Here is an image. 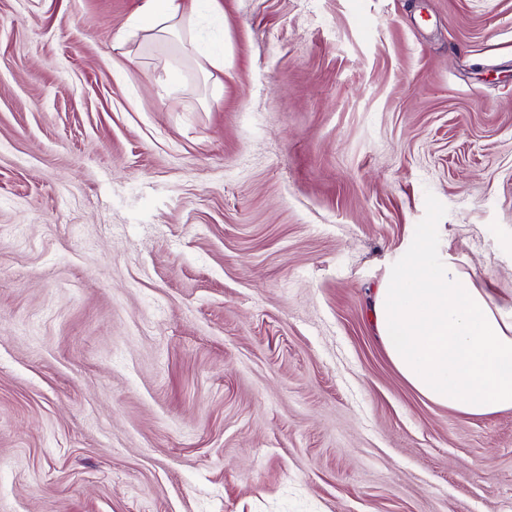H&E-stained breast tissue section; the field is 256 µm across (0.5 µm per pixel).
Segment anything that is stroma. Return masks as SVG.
Segmentation results:
<instances>
[{"mask_svg": "<svg viewBox=\"0 0 512 512\" xmlns=\"http://www.w3.org/2000/svg\"><path fill=\"white\" fill-rule=\"evenodd\" d=\"M0 0V512H512L371 291L417 224L512 301V0ZM219 0H143L139 11L127 23L128 37L143 39H179L182 51L187 50L185 41L180 40L183 31L189 34L188 44L195 49V33L204 26V16L223 19L224 12Z\"/></svg>", "mask_w": 512, "mask_h": 512, "instance_id": "35a3bbf8", "label": "stroma"}]
</instances>
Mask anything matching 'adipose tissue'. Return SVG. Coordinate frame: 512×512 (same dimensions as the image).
I'll return each mask as SVG.
<instances>
[{"label":"adipose tissue","instance_id":"ef3b65f1","mask_svg":"<svg viewBox=\"0 0 512 512\" xmlns=\"http://www.w3.org/2000/svg\"><path fill=\"white\" fill-rule=\"evenodd\" d=\"M223 16L218 0H143L126 34L177 38ZM371 315L388 359L424 398L470 416L512 410V304L477 285L432 226L417 225L389 262Z\"/></svg>","mask_w":512,"mask_h":512}]
</instances>
